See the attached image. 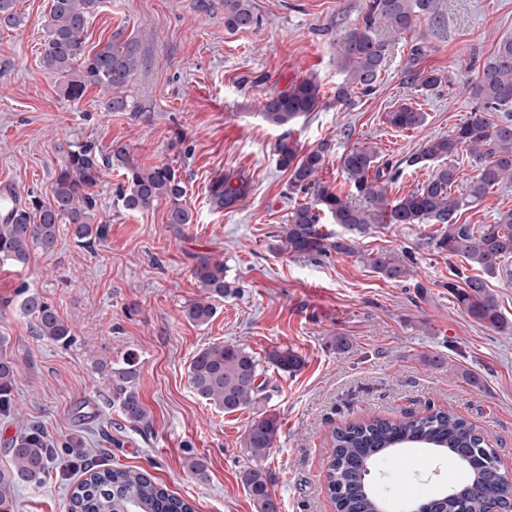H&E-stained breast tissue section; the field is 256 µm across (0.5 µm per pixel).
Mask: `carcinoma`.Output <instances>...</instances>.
<instances>
[{"label":"carcinoma","instance_id":"cac0c4a2","mask_svg":"<svg viewBox=\"0 0 512 512\" xmlns=\"http://www.w3.org/2000/svg\"><path fill=\"white\" fill-rule=\"evenodd\" d=\"M16 0H0V29H16L21 19ZM101 0H50L44 20V43L40 52L42 67L59 75L60 93L69 101H79L87 89L105 87L113 91L109 108L122 112L129 107L120 89L130 81L137 68L136 40L118 26L111 36L93 49L85 47L83 33ZM436 0H371L362 25L344 30L336 40V67L343 80L336 87V102L355 105V95H369L381 82L388 51V40L376 37L375 24L398 38L426 20L435 23ZM260 23L251 0H224V26L246 30ZM422 48L415 46L409 59L408 78L421 92L431 93L447 82L437 70L419 66ZM479 107L454 130L425 143L422 150L406 160L410 166L433 167V174L404 196L388 197L393 181L389 165L378 164V152L354 145L338 157L339 169L349 192L339 195L316 179L326 164L330 144L311 151L302 150L292 138L291 126L316 111L320 87L302 80L288 89L267 95L260 102V115L268 124L285 132L275 146L277 163L289 171L290 186L306 195L293 205L288 224L282 227L283 248L296 257L322 255L334 250L353 251L354 239L374 226L385 224H441L445 230L435 247L458 256L482 271L465 278V288L457 290V299L468 315L501 332H512L499 310L495 296L487 289L483 275H494L512 259V209L500 211L493 224H459V211L481 200L496 186L512 181V38L501 40L494 54L485 61L477 82L470 90ZM500 112L498 122L486 117ZM385 122L401 130L415 129L426 122V113L405 103L386 113ZM466 154L476 175L466 183L465 192L454 195L458 169L453 159ZM116 164L124 169L125 187L120 201L129 212L146 211L159 202L168 205L167 223L176 228L192 223L190 211L182 204L184 182L170 164H139L127 145L114 143L102 154L90 144L69 146L62 164L54 174L51 199L32 200V206L16 205L14 213H0V262L25 264L30 249L54 251L59 225L69 224L72 235L84 247L93 245L92 221L97 207L95 188L103 169ZM247 186L226 177L211 190V201L218 209L233 207L246 195ZM327 219L343 230L341 236L323 231ZM371 267L388 280L401 281L410 275L404 260L375 254L367 257ZM194 277L213 297L224 295L226 267L222 261L200 258ZM24 311L35 320V334L43 339L66 344L71 329L55 306L35 292L22 301ZM215 314L207 301H196L186 310L198 325ZM267 360L284 372L295 371L301 358L283 348L271 351ZM137 364L124 360L110 370L112 401L125 418L140 422L145 414L134 391ZM260 362L238 344L213 343L200 349L189 366V384L200 399L228 413L256 403L262 392L258 383ZM14 364L0 355V411L10 406ZM278 418L259 416L252 421L246 437L251 456L263 459L278 434ZM333 456L327 471V489L337 512H377L378 501L364 486L365 469L383 451L406 443L426 444L448 454L452 460L466 462L470 479L456 495L445 500L432 499L425 512H489L504 502L508 476L498 468L497 456L489 439L466 419L450 412L435 411L404 420L374 418L349 423L331 433ZM50 453L37 429L22 437L11 449V466L0 470V512H13L11 489L21 483L39 480L48 466ZM246 490L257 512H279L268 488L267 476L260 469L244 474ZM71 512H194L182 498L168 493L150 478L121 468L92 471L70 493Z\"/></svg>","mask_w":512,"mask_h":512}]
</instances>
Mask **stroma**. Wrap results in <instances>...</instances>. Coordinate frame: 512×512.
I'll return each mask as SVG.
<instances>
[{
    "label": "stroma",
    "mask_w": 512,
    "mask_h": 512,
    "mask_svg": "<svg viewBox=\"0 0 512 512\" xmlns=\"http://www.w3.org/2000/svg\"><path fill=\"white\" fill-rule=\"evenodd\" d=\"M370 0H252L261 19L249 30L224 26V0H103L85 31L87 46L119 26L140 41V65L125 91L130 107L113 112L109 93L88 89L78 102L40 64L50 0H17L23 18L0 31V185L20 198L48 199L70 144L108 150L128 144L143 165L171 164L184 182L191 224L176 229L160 203L123 209L119 167L96 189L93 248L61 225L50 254L33 249L25 267L0 264V353L14 364L13 409L0 414V470L28 427H38L53 462L46 477L23 483L14 512H69L72 488L86 469L105 464L143 473L194 512H256L243 474L261 467L280 512H336L325 476L334 428L372 418L393 420L437 410L487 431L499 465L512 473V334L471 318L452 288L474 269L437 250L438 224L375 227L353 253L296 257L281 249L280 228L303 195L289 189L274 146L282 135L258 111L263 97L309 79L320 86L316 112L294 128L303 148L331 144L318 178L344 184L338 157L356 144L398 165L392 195L424 181L430 168L407 165L427 140L448 134L474 110L467 91L504 38H512V0H438L441 21H419L393 41L382 81L350 110L333 93L342 80L335 44L362 24ZM420 65L449 76L421 94L406 76L414 44ZM410 103L425 124L398 130L387 112ZM230 176L247 182L244 200L214 208L210 188ZM512 208V183L462 210L463 224H490ZM370 253L411 258L402 282L383 278ZM224 261L228 288L214 298L209 323L186 307L205 293L193 275L197 256ZM53 304L72 329L62 346L35 336L22 309V288ZM344 346H337V339ZM247 348L260 362L264 390L253 407L224 413L188 382L194 355L212 343ZM296 352L302 365L284 372L272 350ZM138 365L143 422L112 403L109 368ZM261 413L281 424L265 459L251 458L247 428ZM203 461L204 477L189 469ZM466 478L447 457L415 445L375 459L368 481L388 512H406Z\"/></svg>",
    "instance_id": "obj_1"
}]
</instances>
